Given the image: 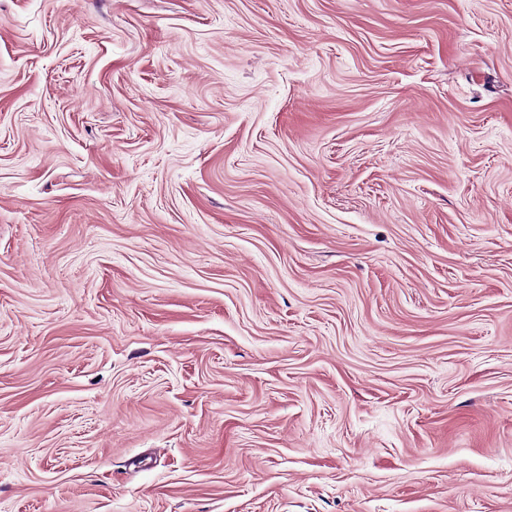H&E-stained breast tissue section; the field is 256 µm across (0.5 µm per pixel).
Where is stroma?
Listing matches in <instances>:
<instances>
[{
  "label": "stroma",
  "instance_id": "stroma-1",
  "mask_svg": "<svg viewBox=\"0 0 512 512\" xmlns=\"http://www.w3.org/2000/svg\"><path fill=\"white\" fill-rule=\"evenodd\" d=\"M0 512H512V0H0Z\"/></svg>",
  "mask_w": 512,
  "mask_h": 512
}]
</instances>
